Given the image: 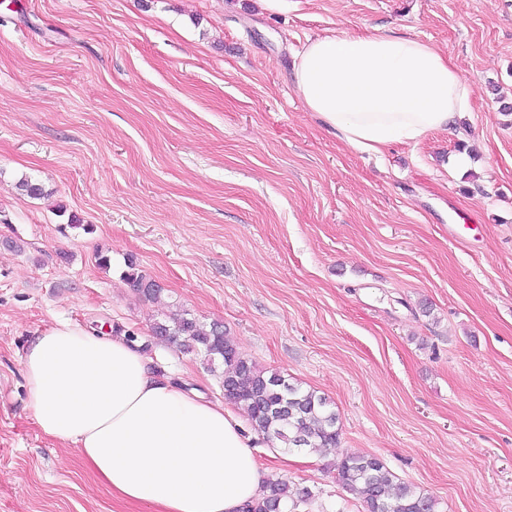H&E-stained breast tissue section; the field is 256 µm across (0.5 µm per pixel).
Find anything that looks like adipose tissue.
Instances as JSON below:
<instances>
[{"mask_svg": "<svg viewBox=\"0 0 512 512\" xmlns=\"http://www.w3.org/2000/svg\"><path fill=\"white\" fill-rule=\"evenodd\" d=\"M294 77L308 112L377 157L453 126L472 94L432 45L378 32L309 40ZM23 371L40 429L79 448L124 501L154 512H245L262 495L252 427L156 375L125 336L58 321L31 340Z\"/></svg>", "mask_w": 512, "mask_h": 512, "instance_id": "adipose-tissue-1", "label": "adipose tissue"}]
</instances>
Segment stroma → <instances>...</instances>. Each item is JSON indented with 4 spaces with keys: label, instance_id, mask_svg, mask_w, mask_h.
I'll list each match as a JSON object with an SVG mask.
<instances>
[{
    "label": "stroma",
    "instance_id": "1",
    "mask_svg": "<svg viewBox=\"0 0 512 512\" xmlns=\"http://www.w3.org/2000/svg\"><path fill=\"white\" fill-rule=\"evenodd\" d=\"M376 30L473 90L452 128L380 158L293 79L308 40ZM129 256L161 304L331 401L330 455L254 451L311 492L296 512H363L336 481L350 454L438 512H512V0H0V512H152L34 419L22 359L57 321L134 335L223 401L200 355L153 336ZM125 265L127 271L124 273L123 278L126 280L129 288L145 300H157L161 293V288L139 268L136 259L132 256L128 257Z\"/></svg>",
    "mask_w": 512,
    "mask_h": 512
}]
</instances>
